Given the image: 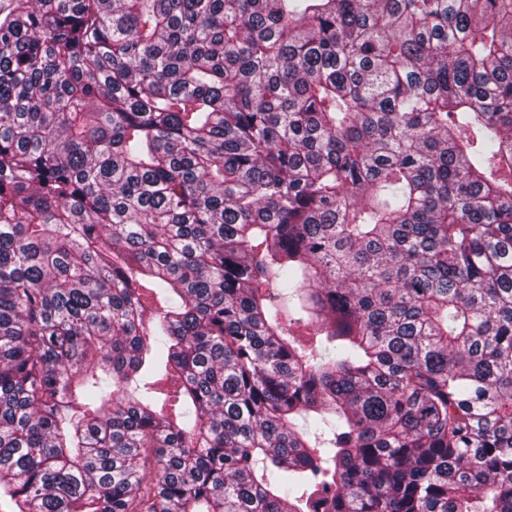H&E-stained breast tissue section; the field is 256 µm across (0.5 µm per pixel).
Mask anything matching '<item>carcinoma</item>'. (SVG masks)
Here are the masks:
<instances>
[{"label": "carcinoma", "instance_id": "obj_1", "mask_svg": "<svg viewBox=\"0 0 512 512\" xmlns=\"http://www.w3.org/2000/svg\"><path fill=\"white\" fill-rule=\"evenodd\" d=\"M6 512H512V0H0Z\"/></svg>", "mask_w": 512, "mask_h": 512}]
</instances>
